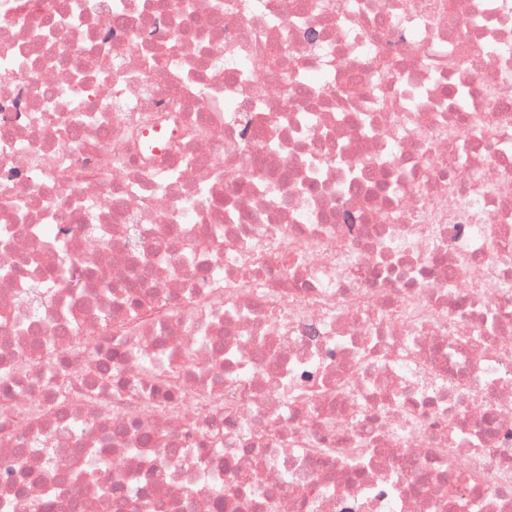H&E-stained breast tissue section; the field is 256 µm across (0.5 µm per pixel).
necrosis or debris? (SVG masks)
<instances>
[{"mask_svg": "<svg viewBox=\"0 0 512 512\" xmlns=\"http://www.w3.org/2000/svg\"><path fill=\"white\" fill-rule=\"evenodd\" d=\"M183 2L0 0V512H512V0ZM62 231L51 225H46L42 229L45 238L51 243L56 241L58 245L59 261L55 273L54 287L62 292L80 294L88 288L89 282L93 279V273L61 247L57 237Z\"/></svg>", "mask_w": 512, "mask_h": 512, "instance_id": "necrosis-or-debris-1", "label": "necrosis or debris"}]
</instances>
